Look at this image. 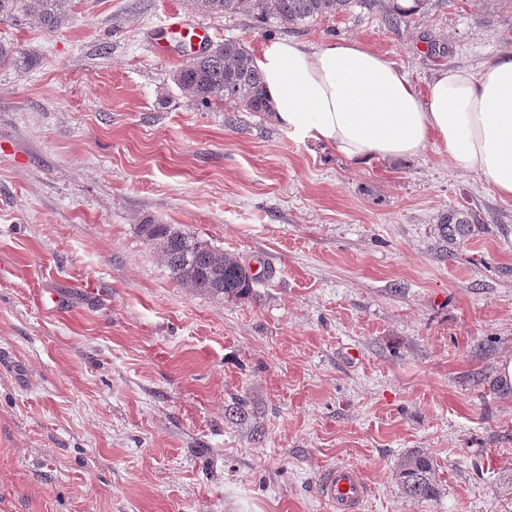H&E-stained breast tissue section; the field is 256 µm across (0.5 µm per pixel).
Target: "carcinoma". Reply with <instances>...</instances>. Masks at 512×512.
<instances>
[{"label": "carcinoma", "instance_id": "1", "mask_svg": "<svg viewBox=\"0 0 512 512\" xmlns=\"http://www.w3.org/2000/svg\"><path fill=\"white\" fill-rule=\"evenodd\" d=\"M240 2L188 0L192 8L215 15L236 12ZM374 5L376 0H253V10L258 16L271 15L290 31L307 21L342 14L353 6ZM19 7L46 31L55 33L69 24L72 0H0V15H10ZM1 61L23 68L28 65L29 56L0 44ZM173 80L192 101L203 106L230 99L246 112L259 115L273 112L254 56L238 40L210 44L206 54L187 61ZM469 217L470 213L458 210L442 216L438 227L444 240L454 241L470 232ZM140 231L158 246L161 260L172 278L194 292L219 299L242 298L256 282L249 266L216 249L205 239L184 233L170 224H143ZM396 480L404 494L417 502L431 501L439 494L437 463L421 451L402 457Z\"/></svg>", "mask_w": 512, "mask_h": 512}]
</instances>
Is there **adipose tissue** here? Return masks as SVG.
Masks as SVG:
<instances>
[{
  "label": "adipose tissue",
  "mask_w": 512,
  "mask_h": 512,
  "mask_svg": "<svg viewBox=\"0 0 512 512\" xmlns=\"http://www.w3.org/2000/svg\"><path fill=\"white\" fill-rule=\"evenodd\" d=\"M277 122L355 166L406 160L430 142L512 199V51L480 70L440 72L427 92L356 40L279 41L255 56Z\"/></svg>",
  "instance_id": "1"
}]
</instances>
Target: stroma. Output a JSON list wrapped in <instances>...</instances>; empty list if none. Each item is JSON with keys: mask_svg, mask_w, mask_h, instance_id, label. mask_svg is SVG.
<instances>
[{"mask_svg": "<svg viewBox=\"0 0 512 512\" xmlns=\"http://www.w3.org/2000/svg\"><path fill=\"white\" fill-rule=\"evenodd\" d=\"M186 0H72L50 34L0 16V512H331L336 464L361 512H512V199L430 143L359 168L173 74L208 42L252 53L356 39L419 91L512 48V0H424L286 32ZM468 202L479 226L443 241ZM249 265L250 297L173 280L142 224ZM439 467L407 497L401 458ZM437 467L426 453L411 451L399 462L396 480L407 497L417 502L431 501L439 494ZM321 492L336 512H356L368 497L369 485L356 468L336 464L324 471Z\"/></svg>", "mask_w": 512, "mask_h": 512, "instance_id": "obj_1", "label": "stroma"}]
</instances>
